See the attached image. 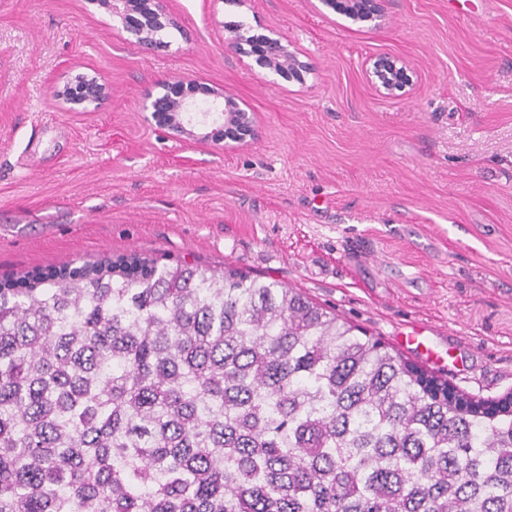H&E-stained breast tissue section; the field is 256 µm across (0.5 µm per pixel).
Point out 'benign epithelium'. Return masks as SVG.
<instances>
[{"mask_svg": "<svg viewBox=\"0 0 512 512\" xmlns=\"http://www.w3.org/2000/svg\"><path fill=\"white\" fill-rule=\"evenodd\" d=\"M112 16L119 19L123 29L136 38L141 46L157 43L156 33L162 31L169 18L164 12L163 0H108ZM338 14L354 22L383 21V3L386 0H320ZM225 42L235 51L252 56L258 67L274 73L284 80H301L306 69L297 53L290 51L281 40L268 35L250 33L245 25L227 29ZM367 78L380 92L394 96L412 85V77L405 66H397V61L389 56L373 59L365 70ZM196 84L187 79H178L158 85L159 91L148 93L143 101L144 120L155 122L169 130L188 134L187 126L192 123L210 125L199 141L220 145L226 140L241 142L254 134V116L242 108L233 98L213 89L206 94L213 97L211 105L205 109L193 100ZM57 97L71 108L85 107L99 102L103 97L102 85L96 78L82 77L76 86H65L57 92Z\"/></svg>", "mask_w": 512, "mask_h": 512, "instance_id": "obj_1", "label": "benign epithelium"}]
</instances>
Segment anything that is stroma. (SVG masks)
Listing matches in <instances>:
<instances>
[{
	"mask_svg": "<svg viewBox=\"0 0 512 512\" xmlns=\"http://www.w3.org/2000/svg\"><path fill=\"white\" fill-rule=\"evenodd\" d=\"M160 45L105 0H0V282L111 264L233 265L365 328L461 390L512 391V0H388L380 25L320 0H165ZM276 34L285 81L224 41ZM405 63L387 97L368 62ZM105 87L74 111L55 92ZM185 78L254 113L216 148L142 120Z\"/></svg>",
	"mask_w": 512,
	"mask_h": 512,
	"instance_id": "obj_1",
	"label": "stroma"
}]
</instances>
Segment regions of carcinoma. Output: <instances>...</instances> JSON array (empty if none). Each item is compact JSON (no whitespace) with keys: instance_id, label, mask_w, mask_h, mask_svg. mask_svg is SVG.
<instances>
[{"instance_id":"cac0c4a2","label":"carcinoma","mask_w":512,"mask_h":512,"mask_svg":"<svg viewBox=\"0 0 512 512\" xmlns=\"http://www.w3.org/2000/svg\"><path fill=\"white\" fill-rule=\"evenodd\" d=\"M139 256L0 287V512H512V391Z\"/></svg>"}]
</instances>
